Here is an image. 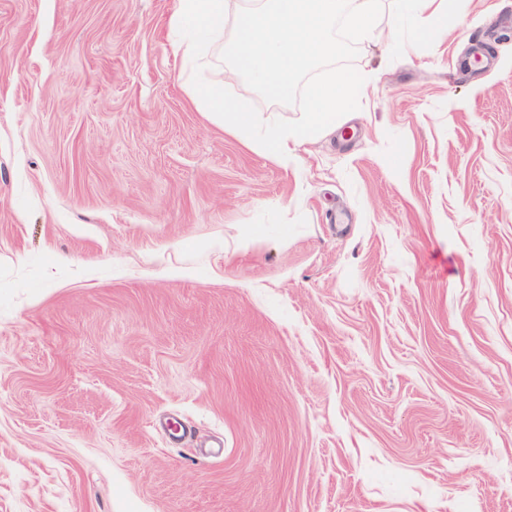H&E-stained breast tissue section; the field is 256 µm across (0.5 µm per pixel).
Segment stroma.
<instances>
[{"label": "stroma", "mask_w": 512, "mask_h": 512, "mask_svg": "<svg viewBox=\"0 0 512 512\" xmlns=\"http://www.w3.org/2000/svg\"><path fill=\"white\" fill-rule=\"evenodd\" d=\"M434 6L282 164L172 0H0V512H512V0Z\"/></svg>", "instance_id": "35a3bbf8"}]
</instances>
